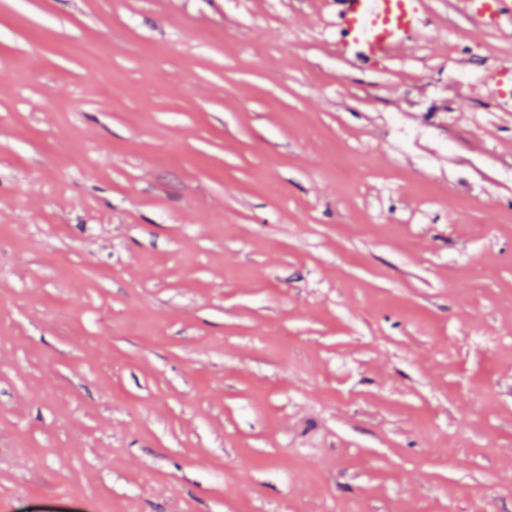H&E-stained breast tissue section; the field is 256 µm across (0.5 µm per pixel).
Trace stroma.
Instances as JSON below:
<instances>
[{
	"mask_svg": "<svg viewBox=\"0 0 512 512\" xmlns=\"http://www.w3.org/2000/svg\"><path fill=\"white\" fill-rule=\"evenodd\" d=\"M452 2L362 63L0 0V512H512V24ZM470 88L474 94L492 92L512 100V66L499 68L494 75L473 82Z\"/></svg>",
	"mask_w": 512,
	"mask_h": 512,
	"instance_id": "35a3bbf8",
	"label": "stroma"
}]
</instances>
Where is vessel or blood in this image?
<instances>
[{
  "label": "vessel or blood",
  "instance_id": "obj_1",
  "mask_svg": "<svg viewBox=\"0 0 512 512\" xmlns=\"http://www.w3.org/2000/svg\"><path fill=\"white\" fill-rule=\"evenodd\" d=\"M336 13V44L362 61L396 57L420 35L425 0H331ZM456 10L486 29L512 20V0H454ZM473 93L512 99V66L472 83Z\"/></svg>",
  "mask_w": 512,
  "mask_h": 512
}]
</instances>
